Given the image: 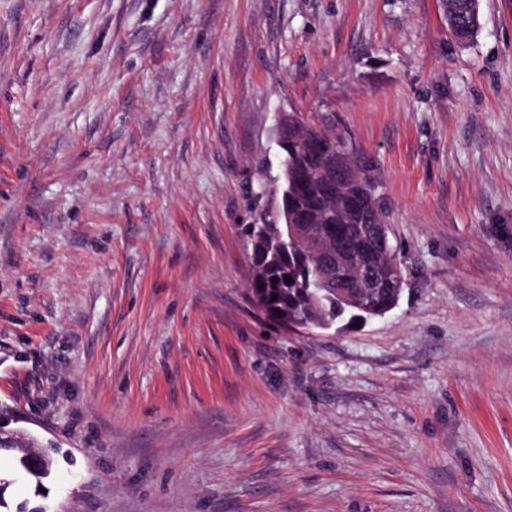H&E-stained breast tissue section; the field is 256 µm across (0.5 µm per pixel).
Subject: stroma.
<instances>
[{"instance_id": "obj_1", "label": "stroma", "mask_w": 512, "mask_h": 512, "mask_svg": "<svg viewBox=\"0 0 512 512\" xmlns=\"http://www.w3.org/2000/svg\"><path fill=\"white\" fill-rule=\"evenodd\" d=\"M479 6L462 45L443 0H0V512H512V0ZM292 112L374 187L385 315L249 298Z\"/></svg>"}]
</instances>
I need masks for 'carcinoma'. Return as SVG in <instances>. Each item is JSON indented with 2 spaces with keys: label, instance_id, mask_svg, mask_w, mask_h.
<instances>
[{
  "label": "carcinoma",
  "instance_id": "carcinoma-1",
  "mask_svg": "<svg viewBox=\"0 0 512 512\" xmlns=\"http://www.w3.org/2000/svg\"><path fill=\"white\" fill-rule=\"evenodd\" d=\"M448 29L460 43L473 40L481 28L479 0H443ZM294 135L281 144L284 152L281 207L276 219L263 224H243L241 233L250 247L252 275L249 295L267 319L303 329L328 330L337 322L364 320L383 314L398 302L392 290L370 295L364 306L349 303L334 288L317 286L318 269L312 253L288 239L290 224H313L343 245H354L356 224H381L385 243L390 228L382 224L370 181L357 167L332 177L327 163L333 157H351L348 140L304 123L288 114ZM290 277L292 283L285 282Z\"/></svg>",
  "mask_w": 512,
  "mask_h": 512
}]
</instances>
